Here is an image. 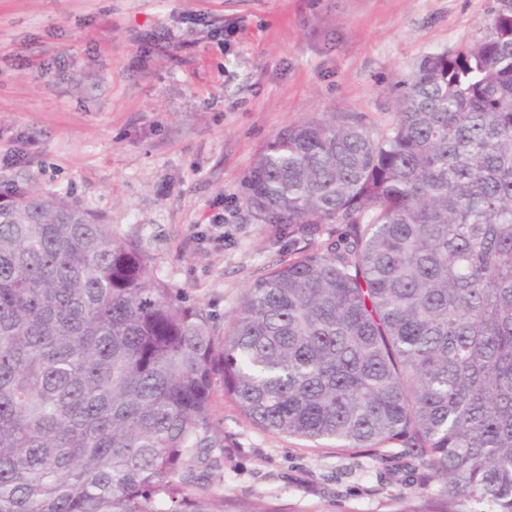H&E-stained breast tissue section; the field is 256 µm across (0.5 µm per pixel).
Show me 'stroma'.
<instances>
[{"label":"stroma","instance_id":"stroma-1","mask_svg":"<svg viewBox=\"0 0 512 512\" xmlns=\"http://www.w3.org/2000/svg\"><path fill=\"white\" fill-rule=\"evenodd\" d=\"M493 0H0V165L11 185L69 197L135 242L216 337L268 265L302 244L246 221L243 181L285 126L329 112L384 128L396 82L470 40ZM224 217V238L209 231ZM213 421L227 501L283 512H391L371 449L262 431L225 398Z\"/></svg>","mask_w":512,"mask_h":512}]
</instances>
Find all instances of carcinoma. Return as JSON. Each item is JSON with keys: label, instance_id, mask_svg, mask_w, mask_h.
<instances>
[{"label": "carcinoma", "instance_id": "cac0c4a2", "mask_svg": "<svg viewBox=\"0 0 512 512\" xmlns=\"http://www.w3.org/2000/svg\"><path fill=\"white\" fill-rule=\"evenodd\" d=\"M242 205L346 229L269 266L219 341L90 210L0 192V512H224L197 474L217 385L261 430L425 469L393 512H512V0L418 60L383 131L275 134Z\"/></svg>", "mask_w": 512, "mask_h": 512}]
</instances>
